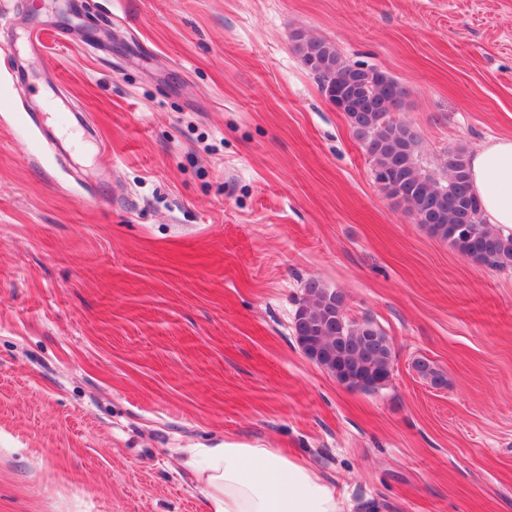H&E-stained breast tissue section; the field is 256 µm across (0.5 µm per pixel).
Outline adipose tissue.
<instances>
[{"instance_id":"1","label":"adipose tissue","mask_w":512,"mask_h":512,"mask_svg":"<svg viewBox=\"0 0 512 512\" xmlns=\"http://www.w3.org/2000/svg\"><path fill=\"white\" fill-rule=\"evenodd\" d=\"M486 221L512 230V138L487 143L470 161ZM204 489L206 512H346L335 487L305 461L274 448L225 443L187 462Z\"/></svg>"}]
</instances>
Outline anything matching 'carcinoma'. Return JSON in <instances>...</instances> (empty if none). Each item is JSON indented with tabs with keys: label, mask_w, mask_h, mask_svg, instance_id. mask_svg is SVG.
<instances>
[{
	"label": "carcinoma",
	"mask_w": 512,
	"mask_h": 512,
	"mask_svg": "<svg viewBox=\"0 0 512 512\" xmlns=\"http://www.w3.org/2000/svg\"><path fill=\"white\" fill-rule=\"evenodd\" d=\"M295 49L330 100L343 105L354 136L362 143L375 181L386 196L406 204L434 237L460 256L496 270H512V234L486 223L470 180L469 157L462 147L448 150L443 162L446 181L423 171L416 160L417 133L393 118L404 90L385 73L342 59L336 47L302 33ZM327 288L317 280L304 284V297L294 314V335L314 337L325 351L316 364L334 378L345 370L365 382L363 390H377L389 378L393 352L371 321L347 318L345 298L336 293L326 300ZM417 374L433 386L444 377L428 359L413 362Z\"/></svg>",
	"instance_id": "carcinoma-1"
}]
</instances>
